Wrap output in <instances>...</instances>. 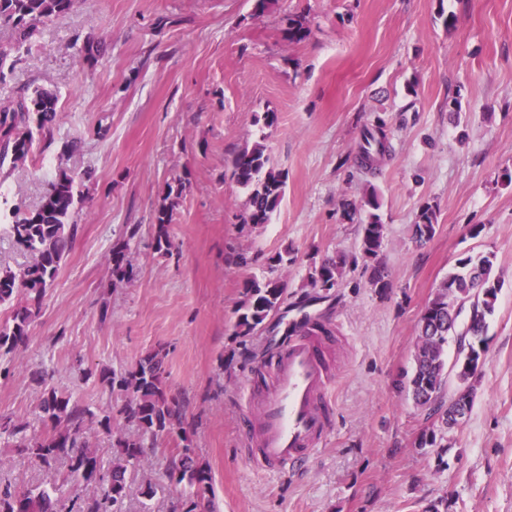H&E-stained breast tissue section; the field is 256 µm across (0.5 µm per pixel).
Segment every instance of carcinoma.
Here are the masks:
<instances>
[{
  "mask_svg": "<svg viewBox=\"0 0 512 512\" xmlns=\"http://www.w3.org/2000/svg\"><path fill=\"white\" fill-rule=\"evenodd\" d=\"M74 0H0V26L10 27L15 36L12 52L20 54L39 23L69 12ZM282 32L290 43L303 41L310 33L309 19L304 14L290 13L282 18ZM10 52V53H12ZM10 53L0 51V81L13 72L8 62ZM61 119L56 93L46 87H36L15 104L0 106V167L23 164L29 158L34 133H42ZM361 166L375 173L378 162L389 151L383 124L365 131ZM92 172L68 173L61 169L49 181L39 206L33 210L24 203L15 205L13 221L7 232L14 243L30 257V262L15 271L0 268V306L11 305L19 296L25 302L16 306L9 319L0 323V357L23 347L29 327L39 310L46 288L56 278L62 261L73 247L78 224L73 220L77 205L83 201L78 186L90 180ZM232 177L248 191V208L242 215L244 225L256 227L270 222L285 195L286 175L269 166L265 146L259 142L242 148L233 159ZM183 191V182L168 185L154 214L155 250L171 253L169 226L175 200ZM381 201L375 187L363 196L360 205H343L344 217L358 224V251L366 262L374 263L371 282L381 290L390 286L388 274L379 265V256L386 237V224L380 214ZM438 226V211L430 203L422 205L414 224V239L423 244L431 240ZM129 241L112 246L109 269L112 284L128 281L132 274L129 261ZM495 254L491 251L457 259L455 267L443 280L437 292L423 306L418 322L420 342L414 355V367L406 390L415 404L424 407L433 403L448 382V316L454 304L472 295L478 296L481 309L478 335H486L487 318L495 312L498 284L492 276ZM293 262L290 251L279 252L269 267V275L261 280L243 283V300L235 334L252 336L276 312L284 301L285 286L276 275L279 267ZM346 256L326 257L312 263L308 283L328 290L341 286L345 276ZM165 355L154 351L141 358L133 367L116 373L104 370L99 381L109 392L118 391L125 397L122 410L127 430L116 438L119 456L105 466L93 443L92 425H98L112 435V417L95 422L93 414L66 393L50 388L43 392L39 409L52 424L53 432L29 438L25 423L11 416H0V436L16 439V451L34 457L50 468L58 462L67 467L65 481L97 485L90 497L70 499L68 512H124L126 473L141 462L147 443L166 434L178 440L172 452L166 476L176 484L191 489L184 512H213L212 476L200 463L191 446L185 413L178 397L172 395L164 380ZM458 382L457 394L465 399L464 415L472 409L478 378L469 366L459 364L454 369ZM439 409H431L430 426L420 433L415 447L446 448L448 420L437 419ZM0 512H59L51 494L37 488H20L0 481Z\"/></svg>",
  "mask_w": 512,
  "mask_h": 512,
  "instance_id": "obj_1",
  "label": "carcinoma"
}]
</instances>
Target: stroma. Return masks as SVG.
Here are the masks:
<instances>
[{"mask_svg":"<svg viewBox=\"0 0 512 512\" xmlns=\"http://www.w3.org/2000/svg\"><path fill=\"white\" fill-rule=\"evenodd\" d=\"M76 0L38 25L0 104L48 86L62 117L36 135L25 167L0 176V265L27 256L8 236L16 201L34 208L60 167L89 170L71 252L47 288L29 339L0 379V415L40 436L45 387L122 423L124 397L83 369L122 371L164 349L192 446L212 475L216 512H512V0ZM307 13L311 32L283 40L281 19ZM102 51L88 56V43ZM272 112L273 127L256 124ZM385 120L391 153L377 176L357 160L362 132ZM263 141L287 176L270 223L242 228L247 192L232 160ZM79 149L63 158L62 147ZM170 254L154 249V212L168 184ZM381 197L389 288L371 284L343 205L367 185ZM438 227L413 239L419 208ZM479 235H472V228ZM129 240L133 277L113 285L112 246ZM280 272L286 300L253 336L235 333L245 279ZM496 254L500 290L467 421L448 452L415 448L427 411L403 387L418 319L456 260ZM343 254L344 283L310 287L314 261ZM332 322L334 434L298 472L256 468L239 439L241 387L268 363L299 305ZM170 436L127 475L126 512H182L165 469ZM0 440V475L19 487L61 486ZM438 226V211L430 203L422 205L417 213L414 224V239L417 243L423 244L431 240Z\"/></svg>","mask_w":512,"mask_h":512,"instance_id":"1","label":"stroma"}]
</instances>
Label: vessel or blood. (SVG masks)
<instances>
[{
	"label": "vessel or blood",
	"instance_id": "b4317fda",
	"mask_svg": "<svg viewBox=\"0 0 512 512\" xmlns=\"http://www.w3.org/2000/svg\"><path fill=\"white\" fill-rule=\"evenodd\" d=\"M323 324L297 318L269 362L272 386L246 382L242 396L249 416L241 443L263 470L293 468L326 446L333 434V379L325 356Z\"/></svg>",
	"mask_w": 512,
	"mask_h": 512
}]
</instances>
